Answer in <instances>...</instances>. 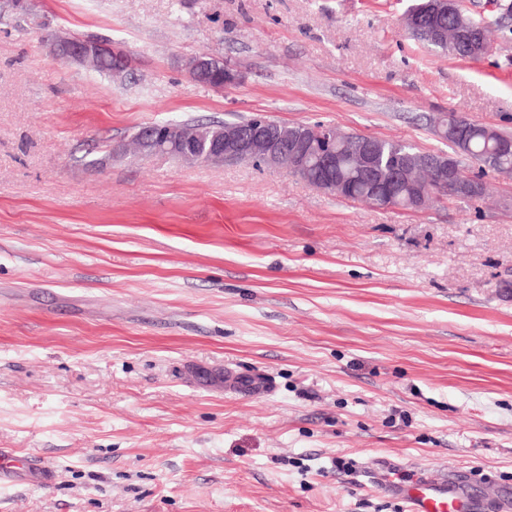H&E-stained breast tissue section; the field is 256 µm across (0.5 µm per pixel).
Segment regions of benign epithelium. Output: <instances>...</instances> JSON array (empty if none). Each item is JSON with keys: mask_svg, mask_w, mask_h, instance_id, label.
<instances>
[{"mask_svg": "<svg viewBox=\"0 0 512 512\" xmlns=\"http://www.w3.org/2000/svg\"><path fill=\"white\" fill-rule=\"evenodd\" d=\"M443 15L453 18L460 33L471 36L469 49L472 56L481 57L490 49V43L477 31L472 18L464 13L459 0H425L419 6H412L404 17V25L412 35L417 34L427 21ZM51 53L59 59L88 63L97 53V44L87 39L57 34L52 39ZM324 142L330 139L328 132L318 133V129L305 124L272 126L264 119L254 122L249 129L239 126L222 125L212 136L204 140L196 130L183 128L175 144L159 140L152 133L142 137L145 147L144 156H173L187 164L236 163L241 161L262 160L269 167L283 168L295 177H302L307 169L309 146L314 139ZM458 146L456 153L443 160L425 161V164L441 173L439 181H448V193L455 197L471 190L472 176L469 174L467 156L468 141L466 133L457 131ZM352 151L358 168L369 173L376 188L388 187L396 182L410 181L411 173L417 168V157L403 155L400 165L380 168L376 165L368 137L351 139ZM317 163L325 176L314 186L338 197L345 195L347 184L335 178L336 169L341 166V157L336 152H325ZM440 196V186L426 185L416 196V208L422 209Z\"/></svg>", "mask_w": 512, "mask_h": 512, "instance_id": "1", "label": "benign epithelium"}]
</instances>
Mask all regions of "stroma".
I'll return each instance as SVG.
<instances>
[{
  "label": "stroma",
  "mask_w": 512,
  "mask_h": 512,
  "mask_svg": "<svg viewBox=\"0 0 512 512\" xmlns=\"http://www.w3.org/2000/svg\"><path fill=\"white\" fill-rule=\"evenodd\" d=\"M414 2L0 14V451L51 473L0 486V512H404L373 456L512 488V177L473 163L481 196L377 208L124 150L154 122L256 114L444 155L449 110L512 134V21L462 0L492 49L458 59L405 29ZM52 33L128 65L59 60ZM200 56L235 82L193 80Z\"/></svg>",
  "instance_id": "stroma-1"
}]
</instances>
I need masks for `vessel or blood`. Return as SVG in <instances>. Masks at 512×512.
Wrapping results in <instances>:
<instances>
[{
	"label": "vessel or blood",
	"instance_id": "vessel-or-blood-1",
	"mask_svg": "<svg viewBox=\"0 0 512 512\" xmlns=\"http://www.w3.org/2000/svg\"><path fill=\"white\" fill-rule=\"evenodd\" d=\"M401 466L389 458H372L367 470L371 483L384 493L403 501L406 512H478L480 504L467 491L466 471L450 470L448 478L432 480L425 476L413 480L402 478ZM38 468L26 457L9 452L0 453V483Z\"/></svg>",
	"mask_w": 512,
	"mask_h": 512
}]
</instances>
